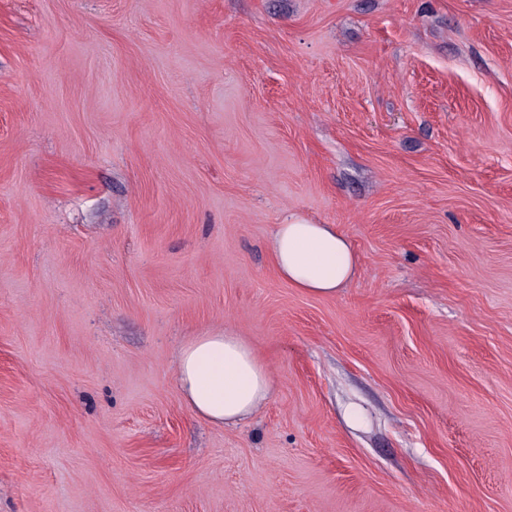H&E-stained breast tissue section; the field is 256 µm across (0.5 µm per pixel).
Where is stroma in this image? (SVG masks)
Segmentation results:
<instances>
[{"label": "stroma", "mask_w": 512, "mask_h": 512, "mask_svg": "<svg viewBox=\"0 0 512 512\" xmlns=\"http://www.w3.org/2000/svg\"><path fill=\"white\" fill-rule=\"evenodd\" d=\"M0 512H512V0H0ZM271 253L278 276L312 296L336 294L356 266L349 243L331 224L293 220L276 225ZM176 363L185 403L214 425L242 421L272 395L265 363L242 336L223 330L191 337L178 349Z\"/></svg>", "instance_id": "35a3bbf8"}]
</instances>
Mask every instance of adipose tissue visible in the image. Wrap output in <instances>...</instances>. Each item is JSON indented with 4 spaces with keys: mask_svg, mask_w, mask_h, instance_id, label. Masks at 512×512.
Segmentation results:
<instances>
[{
    "mask_svg": "<svg viewBox=\"0 0 512 512\" xmlns=\"http://www.w3.org/2000/svg\"><path fill=\"white\" fill-rule=\"evenodd\" d=\"M271 253L278 276L312 296L335 294L356 266L349 243L329 224L277 225ZM176 363L185 403L215 425L242 421L273 391L271 375L251 344L226 331L191 337L178 349Z\"/></svg>",
    "mask_w": 512,
    "mask_h": 512,
    "instance_id": "ef3b65f1",
    "label": "adipose tissue"
}]
</instances>
